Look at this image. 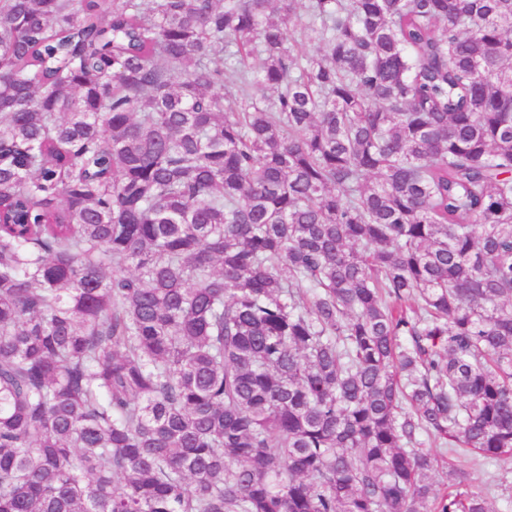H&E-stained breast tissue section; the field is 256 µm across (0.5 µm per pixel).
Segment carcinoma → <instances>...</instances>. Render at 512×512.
Masks as SVG:
<instances>
[{
  "instance_id": "obj_1",
  "label": "carcinoma",
  "mask_w": 512,
  "mask_h": 512,
  "mask_svg": "<svg viewBox=\"0 0 512 512\" xmlns=\"http://www.w3.org/2000/svg\"><path fill=\"white\" fill-rule=\"evenodd\" d=\"M445 447L512 460V0H0V512H490Z\"/></svg>"
}]
</instances>
